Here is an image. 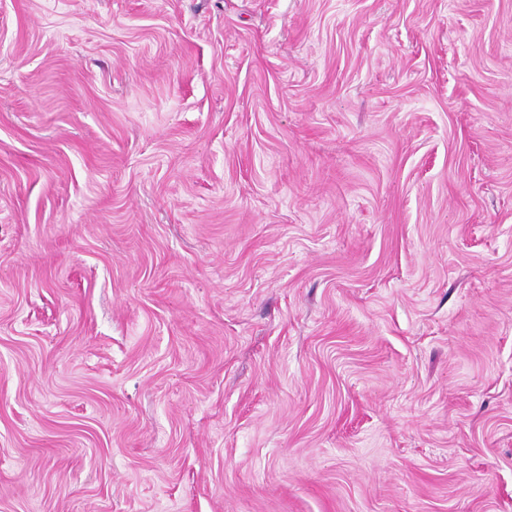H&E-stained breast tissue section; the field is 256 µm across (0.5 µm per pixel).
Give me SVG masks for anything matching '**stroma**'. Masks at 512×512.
Returning a JSON list of instances; mask_svg holds the SVG:
<instances>
[{
    "label": "stroma",
    "instance_id": "35a3bbf8",
    "mask_svg": "<svg viewBox=\"0 0 512 512\" xmlns=\"http://www.w3.org/2000/svg\"><path fill=\"white\" fill-rule=\"evenodd\" d=\"M0 512H512V0H0Z\"/></svg>",
    "mask_w": 512,
    "mask_h": 512
}]
</instances>
